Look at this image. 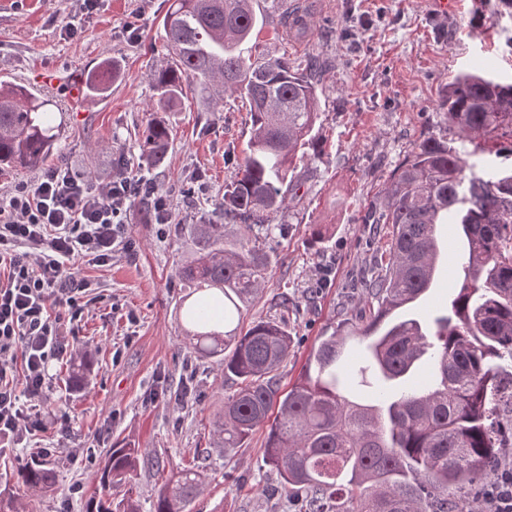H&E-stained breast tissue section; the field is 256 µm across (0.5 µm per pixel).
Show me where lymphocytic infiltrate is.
<instances>
[{
	"label": "lymphocytic infiltrate",
	"mask_w": 512,
	"mask_h": 512,
	"mask_svg": "<svg viewBox=\"0 0 512 512\" xmlns=\"http://www.w3.org/2000/svg\"><path fill=\"white\" fill-rule=\"evenodd\" d=\"M141 194L153 198L156 222L169 223L159 188L126 173L96 185L51 167L0 196V439L44 429L48 365L68 352V330L91 288L70 265L111 261L125 243L123 217ZM456 512H512V463Z\"/></svg>",
	"instance_id": "lymphocytic-infiltrate-1"
}]
</instances>
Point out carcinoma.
<instances>
[{
	"label": "carcinoma",
	"mask_w": 512,
	"mask_h": 512,
	"mask_svg": "<svg viewBox=\"0 0 512 512\" xmlns=\"http://www.w3.org/2000/svg\"><path fill=\"white\" fill-rule=\"evenodd\" d=\"M259 0H171L162 20L168 57L151 73L158 103L189 94L213 112L229 94L248 106L250 131L243 163L225 182L222 224H192L195 250L178 278L198 295L185 309L193 349L219 357L236 389L224 397L211 433L213 447L242 448L266 428L264 465L280 477L297 512H455L456 505L491 483L512 454V174L467 171L448 141L427 137L372 204L365 222L388 224L390 234L365 282L370 320L331 326L311 349L294 383L283 390L279 369L292 338L268 316L240 327L239 303L254 296L272 257L254 228L287 208L295 160L317 150L325 59L291 62L244 50L256 35ZM278 27L294 39L308 35V14L296 0H272ZM117 71L104 60L87 72L90 97L107 92ZM47 101L25 86L0 82V165L37 169L54 150ZM440 107L448 129L483 150L481 142L512 137V82L471 73L444 87ZM170 130L151 119L140 139L150 168L167 156ZM481 178L483 184L475 183ZM226 224L240 231L230 236ZM439 224H457L467 242L465 277L448 314L425 326L416 318L391 320L432 287L441 251ZM364 344L375 378L372 398L345 388L339 366L348 337ZM428 366L427 382L393 387ZM208 456L176 467L153 512H190L200 493ZM165 462L130 443L110 448L97 470L96 491L83 512H140L133 489L119 500L112 487L132 484L138 471ZM17 481L39 497L52 490L53 471L41 459L22 464Z\"/></svg>",
	"instance_id": "cac0c4a2"
}]
</instances>
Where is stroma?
<instances>
[{
  "label": "stroma",
  "mask_w": 512,
  "mask_h": 512,
  "mask_svg": "<svg viewBox=\"0 0 512 512\" xmlns=\"http://www.w3.org/2000/svg\"><path fill=\"white\" fill-rule=\"evenodd\" d=\"M430 0H311L313 33L302 41L278 37L277 17L267 12L259 34L267 54L297 59L328 58L315 132L318 156L296 160V199L279 213L265 240L274 262L264 285L242 304L244 322L275 316L285 320L293 347L280 370L292 384L319 336L342 314L357 317L358 295L350 278L364 269L386 227L366 224L376 194L390 181L415 143L441 134L439 106L450 76L480 69L512 80V5L507 0H461L439 15ZM167 0H7L0 5V81L28 86L48 99L59 132L52 165L71 167L86 181L103 182L118 170L152 181L168 198L170 224H155L152 208L136 200L125 222L131 250H119L107 266L76 262L89 279L90 306L75 336L89 363L80 381L69 377V360L52 362L46 404L56 416L30 440L0 449V490L24 495L14 478L19 465L43 458L55 474L52 493L29 499L31 512H83L95 485L93 472L116 443L132 442L173 464L209 449L202 493L192 512H294L280 491L276 471L265 466L264 429L246 447L210 448L217 413L234 385L217 358L189 344L183 319L195 297L177 270L194 247L193 224H225L215 204L244 156L250 118L239 98L225 96L218 111H205L194 97L160 108L150 78L166 58L162 19ZM81 35H62L64 23ZM133 24L135 34L126 33ZM104 60L119 73L107 96L69 97L65 85L43 83L45 74L85 75ZM168 123L172 137L161 168L147 169L140 138L147 120ZM203 181L195 200L186 187ZM228 234L237 225L225 224ZM323 230L321 247L312 234ZM438 238L445 259L433 288L411 311L426 322L445 313L455 294L457 257L463 249L456 225L442 224ZM288 297V308L277 307ZM83 491L71 494L73 485Z\"/></svg>",
  "instance_id": "1"
}]
</instances>
